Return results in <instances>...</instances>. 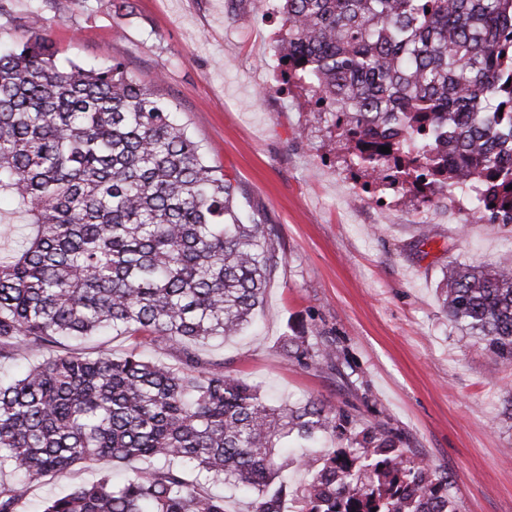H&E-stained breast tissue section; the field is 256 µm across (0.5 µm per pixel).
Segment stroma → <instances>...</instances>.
<instances>
[{
    "instance_id": "35a3bbf8",
    "label": "stroma",
    "mask_w": 512,
    "mask_h": 512,
    "mask_svg": "<svg viewBox=\"0 0 512 512\" xmlns=\"http://www.w3.org/2000/svg\"><path fill=\"white\" fill-rule=\"evenodd\" d=\"M43 15L60 56L124 62L176 106L211 164L234 178L245 213L277 227L284 260L253 324L201 357L273 398H318L398 429L447 470L459 512H512V365H493L483 342L448 320L438 288L444 265L493 264L512 236L443 194L429 205L395 195L383 208L356 197L367 177L329 143L310 94L275 90L281 17L263 0H49ZM293 332L333 341L339 372L287 358L281 338ZM109 468L46 478L22 512Z\"/></svg>"
}]
</instances>
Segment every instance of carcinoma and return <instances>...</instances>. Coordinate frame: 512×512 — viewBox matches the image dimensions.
<instances>
[{"label":"carcinoma","mask_w":512,"mask_h":512,"mask_svg":"<svg viewBox=\"0 0 512 512\" xmlns=\"http://www.w3.org/2000/svg\"><path fill=\"white\" fill-rule=\"evenodd\" d=\"M272 44L288 84L307 87L351 164L389 194L430 196L468 178L480 218L512 224V0H281ZM37 6L22 43L0 41V512L32 484L100 460L129 467L45 498L38 512H227L202 481L252 498L251 512H458L448 473L406 438L320 399L272 405L198 348L238 335L284 257L275 226L243 218L236 189L164 101L122 62L59 57ZM396 148L393 157L379 148ZM443 310L512 364V255L493 269L448 264ZM125 336L119 356L62 340ZM174 350L180 365L140 346ZM300 364L337 368L330 340L285 336ZM330 434L313 460L280 448ZM143 460L162 466L145 470ZM293 463L309 479L292 491ZM191 468L202 479L189 480Z\"/></svg>","instance_id":"obj_1"}]
</instances>
